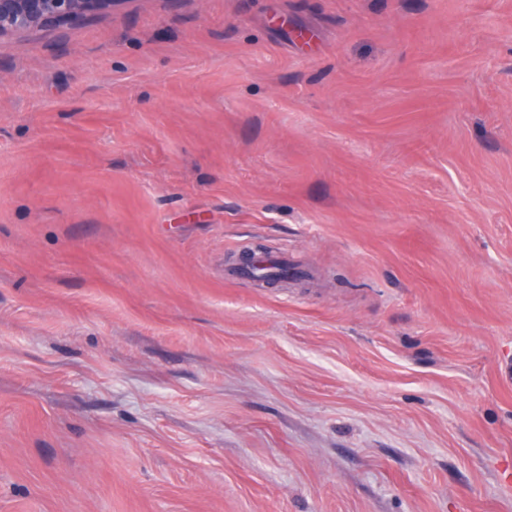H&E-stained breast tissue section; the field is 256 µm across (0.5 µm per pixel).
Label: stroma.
<instances>
[{
    "label": "stroma",
    "mask_w": 512,
    "mask_h": 512,
    "mask_svg": "<svg viewBox=\"0 0 512 512\" xmlns=\"http://www.w3.org/2000/svg\"><path fill=\"white\" fill-rule=\"evenodd\" d=\"M507 366L512 0L0 36V512H512Z\"/></svg>",
    "instance_id": "stroma-1"
}]
</instances>
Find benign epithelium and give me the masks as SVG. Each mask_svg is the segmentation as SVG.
I'll list each match as a JSON object with an SVG mask.
<instances>
[{
	"label": "benign epithelium",
	"instance_id": "obj_1",
	"mask_svg": "<svg viewBox=\"0 0 512 512\" xmlns=\"http://www.w3.org/2000/svg\"><path fill=\"white\" fill-rule=\"evenodd\" d=\"M121 0H0V35L37 24H67L111 10Z\"/></svg>",
	"mask_w": 512,
	"mask_h": 512
}]
</instances>
